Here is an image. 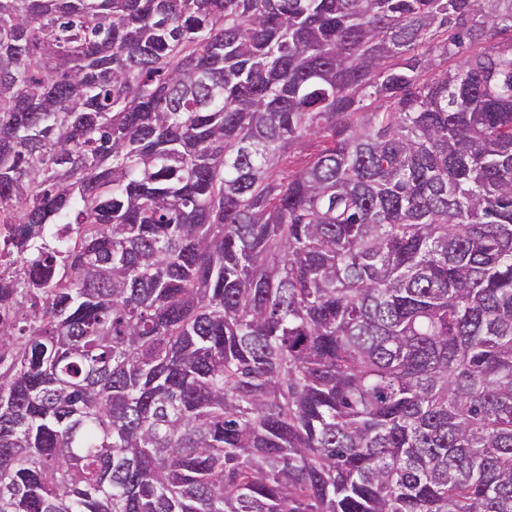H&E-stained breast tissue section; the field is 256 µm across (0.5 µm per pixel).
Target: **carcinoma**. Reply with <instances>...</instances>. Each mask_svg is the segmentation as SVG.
I'll list each match as a JSON object with an SVG mask.
<instances>
[{
    "mask_svg": "<svg viewBox=\"0 0 512 512\" xmlns=\"http://www.w3.org/2000/svg\"><path fill=\"white\" fill-rule=\"evenodd\" d=\"M0 223V512H512V0H0Z\"/></svg>",
    "mask_w": 512,
    "mask_h": 512,
    "instance_id": "cac0c4a2",
    "label": "carcinoma"
}]
</instances>
